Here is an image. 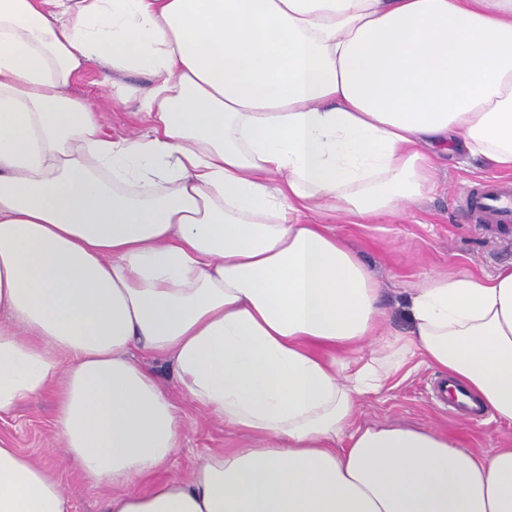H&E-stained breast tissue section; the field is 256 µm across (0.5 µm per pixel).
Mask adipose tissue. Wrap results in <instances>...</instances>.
<instances>
[{
    "label": "adipose tissue",
    "instance_id": "obj_1",
    "mask_svg": "<svg viewBox=\"0 0 512 512\" xmlns=\"http://www.w3.org/2000/svg\"><path fill=\"white\" fill-rule=\"evenodd\" d=\"M92 64L97 102L70 93ZM129 100L149 128L112 139ZM439 149L512 173V0H0V416L53 393L104 512H512V448L355 423L419 355L512 425V267L435 277L394 334L299 221L400 211ZM146 356L264 447L133 491L181 438ZM0 512L71 504L0 445Z\"/></svg>",
    "mask_w": 512,
    "mask_h": 512
}]
</instances>
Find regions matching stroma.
Segmentation results:
<instances>
[{
  "label": "stroma",
  "instance_id": "35a3bbf8",
  "mask_svg": "<svg viewBox=\"0 0 512 512\" xmlns=\"http://www.w3.org/2000/svg\"><path fill=\"white\" fill-rule=\"evenodd\" d=\"M499 177V172L480 159L451 154L438 164L434 192L399 213L366 224L345 223L329 211L304 214L303 220L333 227L351 243L360 260L377 272L384 288L385 326L390 332L403 333L410 327L407 296L429 278L446 273L491 274L512 264V225L468 223L459 207L463 188ZM149 366L177 406L182 425L180 446L169 465L156 473V480L186 477L208 455L248 446L243 434L206 415L183 394L166 360H152ZM439 377V371L427 363L412 360L385 391L360 404L358 424L422 427L448 434L462 447L477 449L497 447L512 435V427L491 417L472 422L452 414L432 391ZM0 444L50 468L72 512H101L107 489L91 482L60 451L53 395L28 401L12 415L0 418Z\"/></svg>",
  "mask_w": 512,
  "mask_h": 512
}]
</instances>
